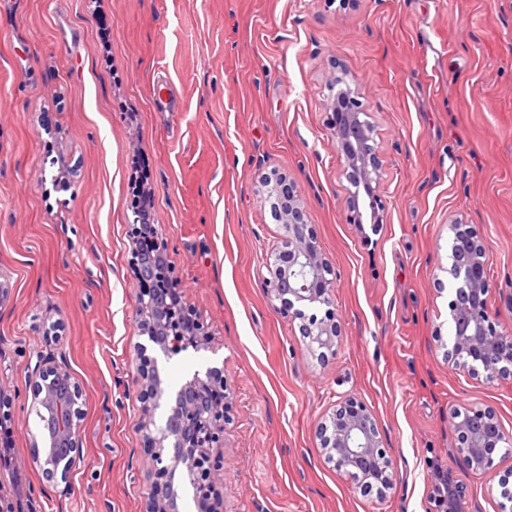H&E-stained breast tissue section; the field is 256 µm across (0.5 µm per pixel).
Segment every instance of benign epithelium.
<instances>
[{
  "instance_id": "1",
  "label": "benign epithelium",
  "mask_w": 512,
  "mask_h": 512,
  "mask_svg": "<svg viewBox=\"0 0 512 512\" xmlns=\"http://www.w3.org/2000/svg\"><path fill=\"white\" fill-rule=\"evenodd\" d=\"M332 125L336 143L345 156L346 175L356 188L363 187L368 201L359 203V192L350 200V220L381 223L380 200L373 184L380 178L378 144L373 138L369 113L351 87L339 89L333 99ZM264 203L277 200L281 213L284 249L266 255L263 284L269 305L299 321L306 350L320 362L341 342V326L333 308L334 270L319 250L305 207L279 172L265 179ZM451 266L448 274V309L451 336L442 344L448 365L492 382L512 375V331L501 327L488 306L490 280L477 279L473 271L485 266V251L478 231L467 224H448ZM138 336L135 343L136 383L141 400L143 446L148 449L154 490L144 512H179V488H192L197 512H218L224 502L225 409L230 396L224 371L211 367L195 373L177 392L166 418L156 413L165 388L157 361L148 347L163 355L200 350L211 338L209 327L188 308L172 306L169 297L155 290H138L135 308ZM32 409L42 420L34 436L32 462L50 479L70 485L73 467L82 459V389L65 368L42 360L29 377ZM459 435L457 471L432 472L430 499L433 512H463L464 485L459 474L489 468L498 448L512 446V436L501 428L489 409L474 407L454 414ZM325 459L353 480L363 496L385 495L395 487L393 462L380 446V433L372 412L362 402L348 398L336 406L319 427Z\"/></svg>"
}]
</instances>
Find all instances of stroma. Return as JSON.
Here are the masks:
<instances>
[{"label":"stroma","mask_w":512,"mask_h":512,"mask_svg":"<svg viewBox=\"0 0 512 512\" xmlns=\"http://www.w3.org/2000/svg\"><path fill=\"white\" fill-rule=\"evenodd\" d=\"M345 76L379 146V224L330 125ZM0 392L17 473L0 495L37 512H143L131 263L133 163L149 220L208 348L149 349L168 392L223 369L224 512H428L429 472L455 467V411L512 433V376L451 369L448 225L476 227L488 304L512 328V0H0ZM288 176L336 271L342 341L326 364L273 310L263 261L281 230L262 199ZM61 326L60 342L46 331ZM80 383L82 459L70 485L35 468L23 396L38 358ZM373 413L397 469L361 496L325 462L318 429L340 401ZM465 512H501L512 455L462 474Z\"/></svg>","instance_id":"obj_1"}]
</instances>
